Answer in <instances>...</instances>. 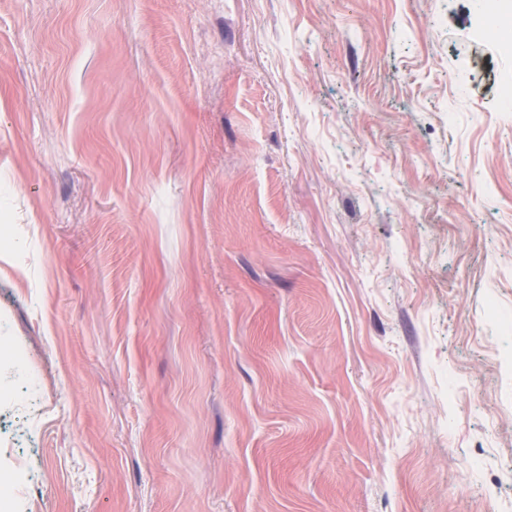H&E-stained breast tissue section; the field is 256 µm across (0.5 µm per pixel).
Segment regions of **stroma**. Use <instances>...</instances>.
<instances>
[{"label":"stroma","instance_id":"stroma-1","mask_svg":"<svg viewBox=\"0 0 512 512\" xmlns=\"http://www.w3.org/2000/svg\"><path fill=\"white\" fill-rule=\"evenodd\" d=\"M484 26L0 0V512H512Z\"/></svg>","mask_w":512,"mask_h":512}]
</instances>
